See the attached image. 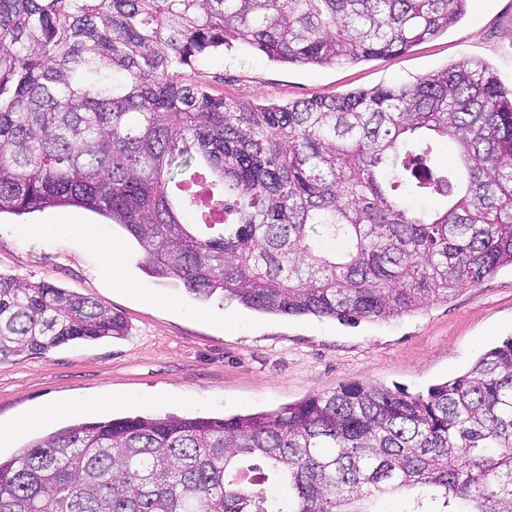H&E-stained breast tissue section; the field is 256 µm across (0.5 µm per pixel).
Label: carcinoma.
<instances>
[{
  "label": "carcinoma",
  "mask_w": 512,
  "mask_h": 512,
  "mask_svg": "<svg viewBox=\"0 0 512 512\" xmlns=\"http://www.w3.org/2000/svg\"><path fill=\"white\" fill-rule=\"evenodd\" d=\"M466 2L0 0V214L85 208L157 277L260 313L357 323L446 302L512 267V89L486 64L286 105L186 71L236 43L292 65L396 56ZM426 196L446 206L407 203ZM216 212V236L182 221ZM124 332L0 273V362ZM413 489L401 512H512L511 338L425 393L348 383L276 412L77 423L0 458V512H382Z\"/></svg>",
  "instance_id": "1"
}]
</instances>
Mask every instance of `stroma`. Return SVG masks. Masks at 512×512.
Listing matches in <instances>:
<instances>
[{
  "label": "stroma",
  "instance_id": "1",
  "mask_svg": "<svg viewBox=\"0 0 512 512\" xmlns=\"http://www.w3.org/2000/svg\"><path fill=\"white\" fill-rule=\"evenodd\" d=\"M462 60L487 63L512 87V0H469L447 32L391 59L288 65L237 44L201 56L189 75L227 99L288 103L409 84ZM90 235L120 244L124 275L139 294L104 274L99 252L86 242ZM0 273L89 298L128 325L119 338L73 341L1 362L2 428L51 401L80 404L114 393L127 403L95 413V420L274 411L351 382L424 393L512 338L508 267L448 301L386 321L261 314L217 296L198 300L152 277L118 226L72 206L0 216Z\"/></svg>",
  "mask_w": 512,
  "mask_h": 512
}]
</instances>
